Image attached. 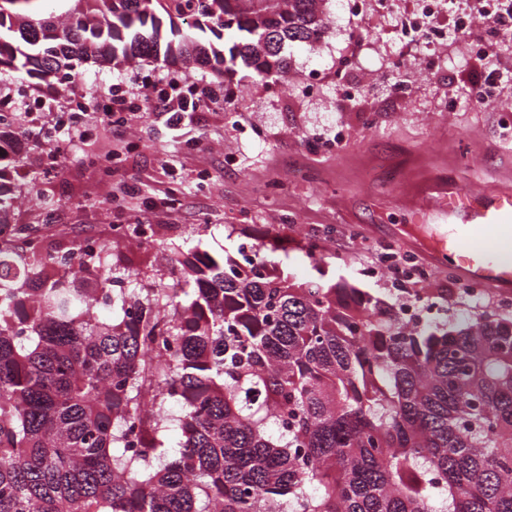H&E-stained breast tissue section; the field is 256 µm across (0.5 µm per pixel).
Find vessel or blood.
<instances>
[{"instance_id":"1","label":"vessel or blood","mask_w":512,"mask_h":512,"mask_svg":"<svg viewBox=\"0 0 512 512\" xmlns=\"http://www.w3.org/2000/svg\"><path fill=\"white\" fill-rule=\"evenodd\" d=\"M435 211L445 230L431 246V255L447 257L462 280L499 289L512 288V188L490 185L469 192L455 184L434 189Z\"/></svg>"}]
</instances>
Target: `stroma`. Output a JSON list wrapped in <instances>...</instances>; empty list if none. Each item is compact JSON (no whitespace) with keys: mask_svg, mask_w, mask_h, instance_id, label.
Returning <instances> with one entry per match:
<instances>
[{"mask_svg":"<svg viewBox=\"0 0 512 512\" xmlns=\"http://www.w3.org/2000/svg\"><path fill=\"white\" fill-rule=\"evenodd\" d=\"M411 4L393 0L383 13L364 0L356 21L346 0H325L322 38L285 49L284 73L267 82L244 78L239 68L220 81L205 67L187 71L189 81L218 82L224 98L177 125L146 109L112 125L83 113L95 93L165 80L169 64L90 67L75 80L83 98L62 110L57 102L68 86L21 83L0 71V87L10 92L0 100L10 125L6 149L29 159L24 169L5 158L0 167L9 186L36 183L16 223L36 225L44 243L71 249L110 239L114 224L153 225L159 241L191 250L275 242L283 269L297 279L352 286L397 305L395 289L364 281L360 270L391 248L413 253L414 239L438 231L435 213L411 221L416 207L429 205L431 188L512 181V95L464 104L483 71L465 67L456 40L440 48L431 70L422 55H403L398 22ZM402 80L404 102L392 95ZM339 124L352 135L337 150L312 144ZM62 140L64 153L47 169L40 152ZM313 243L325 257L318 269L304 254ZM457 280L455 271L435 267L421 283L423 300L441 309L439 321L458 315Z\"/></svg>","mask_w":512,"mask_h":512,"instance_id":"obj_1","label":"stroma"}]
</instances>
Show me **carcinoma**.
Returning <instances> with one entry per match:
<instances>
[{
  "label": "carcinoma",
  "mask_w": 512,
  "mask_h": 512,
  "mask_svg": "<svg viewBox=\"0 0 512 512\" xmlns=\"http://www.w3.org/2000/svg\"><path fill=\"white\" fill-rule=\"evenodd\" d=\"M320 0H0V67L62 84L162 60L268 79ZM169 28H163V20ZM187 25L175 26L174 20ZM15 190L0 185V227ZM0 248V512H512V316L407 327L269 260L120 244ZM176 403L180 412L170 411ZM177 427L176 453L166 445ZM131 252L140 257L143 262V268L148 272V276H151L148 280L162 278L165 282L170 281V267L162 259L161 253L156 250H139L133 249Z\"/></svg>",
  "instance_id": "obj_1"
}]
</instances>
